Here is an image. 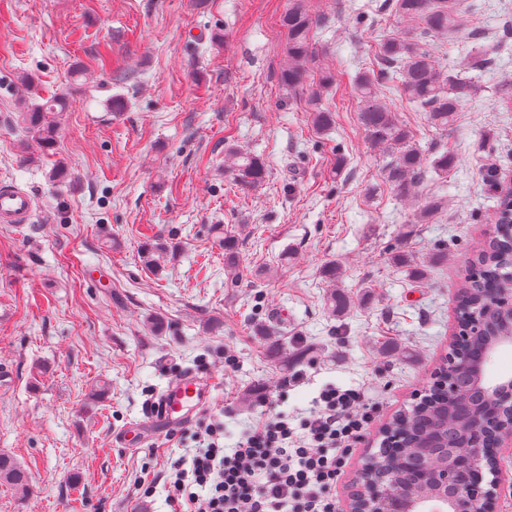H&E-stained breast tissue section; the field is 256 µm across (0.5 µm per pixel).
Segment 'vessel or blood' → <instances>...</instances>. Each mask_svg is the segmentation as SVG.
I'll return each mask as SVG.
<instances>
[{
	"mask_svg": "<svg viewBox=\"0 0 512 512\" xmlns=\"http://www.w3.org/2000/svg\"><path fill=\"white\" fill-rule=\"evenodd\" d=\"M34 211V199L17 187L0 188V221L11 224L27 223ZM214 379H201L188 372L174 380L160 395L150 414L160 427H183L208 402Z\"/></svg>",
	"mask_w": 512,
	"mask_h": 512,
	"instance_id": "vessel-or-blood-1",
	"label": "vessel or blood"
}]
</instances>
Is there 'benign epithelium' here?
I'll use <instances>...</instances> for the list:
<instances>
[{
    "mask_svg": "<svg viewBox=\"0 0 512 512\" xmlns=\"http://www.w3.org/2000/svg\"><path fill=\"white\" fill-rule=\"evenodd\" d=\"M487 312L512 318V290L500 294ZM492 328V321L483 317L466 320L457 327L450 345L486 338L488 349L485 359L460 365L459 354L450 353L444 365L453 369L468 371L474 390L480 392L479 400L462 396L454 387L448 388V403L460 405L470 416L471 424L465 437V451L450 453L443 447V439L437 434L427 439L418 466L414 471L417 484L428 485L432 492L424 498H413L389 487V473L372 458L363 472L366 483L374 485L376 495L367 499L361 489L350 495L348 512H494L504 478L500 475L493 480V489L488 490L475 479L488 454L497 457L505 448L512 447V378H502L488 383L486 370L496 351L503 346L499 334L485 336ZM494 441V448H486L487 439Z\"/></svg>",
    "mask_w": 512,
    "mask_h": 512,
    "instance_id": "7a95c632",
    "label": "benign epithelium"
}]
</instances>
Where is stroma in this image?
Listing matches in <instances>:
<instances>
[{"mask_svg":"<svg viewBox=\"0 0 512 512\" xmlns=\"http://www.w3.org/2000/svg\"><path fill=\"white\" fill-rule=\"evenodd\" d=\"M382 2L308 0L324 18L317 63L336 72L322 97L336 123L320 133L306 96L277 82L288 0H0V186L36 204L29 223H0V453L33 483L26 497L0 484V512H172L163 474L193 441L164 433L131 448L122 436L188 372L215 379L207 410L223 413L229 446L253 421L249 390L280 391L291 415L329 383L379 398L336 486L347 503L379 426L447 354L456 290L512 181V111L496 93L512 82V0H480L431 48L452 67L476 42L501 45L446 135L399 91L378 90L422 150L454 156L414 202L388 185L359 120L355 76L394 30ZM65 87L56 142L39 149L18 114ZM229 146L264 159L261 187L225 175ZM428 200L438 212L412 223ZM228 230L248 270L235 288ZM150 231L175 248L157 271L143 261ZM399 251L425 278L394 264ZM334 290L343 312L328 305ZM272 323L287 360L257 334ZM142 482L151 497H137ZM220 242L224 247V274L227 277V283L231 287H238L243 278V271L240 269L237 239L225 234Z\"/></svg>","mask_w":512,"mask_h":512,"instance_id":"obj_1","label":"stroma"}]
</instances>
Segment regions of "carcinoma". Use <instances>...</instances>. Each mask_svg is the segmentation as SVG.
I'll return each instance as SVG.
<instances>
[{"instance_id":"1","label":"carcinoma","mask_w":512,"mask_h":512,"mask_svg":"<svg viewBox=\"0 0 512 512\" xmlns=\"http://www.w3.org/2000/svg\"><path fill=\"white\" fill-rule=\"evenodd\" d=\"M469 12L466 0H395L397 20H404L411 27L400 29L381 42L370 61L371 68L356 77L365 138L372 147L388 152L385 178L400 198L416 197L418 187L430 171L448 177L453 157L446 150L426 157L409 128L377 97L376 86L393 84L410 103L426 112L432 128L441 133L448 131L454 113L475 95L476 84L469 71L476 68V62L464 57L456 69L450 70L439 65L424 48V41L448 38ZM320 21L309 10L306 0H289L280 19L286 39L278 82L290 94L307 89L311 124L324 131L335 123V116L322 106L321 93L336 83V72L316 66L312 33L320 27ZM68 108V96L61 93L31 105L20 113V120L34 141L49 149L56 141L58 130L54 116ZM225 158L224 173L242 188L257 189L265 181L266 164L261 157L229 147ZM437 209V202H424L417 207L413 223H428ZM497 224L503 231L475 255L470 263V276L459 287L458 308L463 318L482 312L493 296L512 290V199L504 202ZM222 245L224 274L227 283L236 287L243 278L237 239L226 234ZM166 256L164 243L150 244L144 251L145 265L157 267ZM447 407L448 391L431 385L419 404L391 423L392 433L383 438L379 457L397 484L409 488L414 483L405 461L417 436L440 428L448 447H463L462 423L442 420ZM0 482L12 486L22 496L32 490L28 472L5 454L0 455Z\"/></svg>"}]
</instances>
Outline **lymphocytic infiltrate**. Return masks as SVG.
Listing matches in <instances>:
<instances>
[{"label":"lymphocytic infiltrate","instance_id":"obj_1","mask_svg":"<svg viewBox=\"0 0 512 512\" xmlns=\"http://www.w3.org/2000/svg\"><path fill=\"white\" fill-rule=\"evenodd\" d=\"M233 447L224 420L198 426L190 460L167 472L178 512H339L336 484L346 458L372 425L378 405L359 388L327 384L298 419L270 398Z\"/></svg>","mask_w":512,"mask_h":512}]
</instances>
